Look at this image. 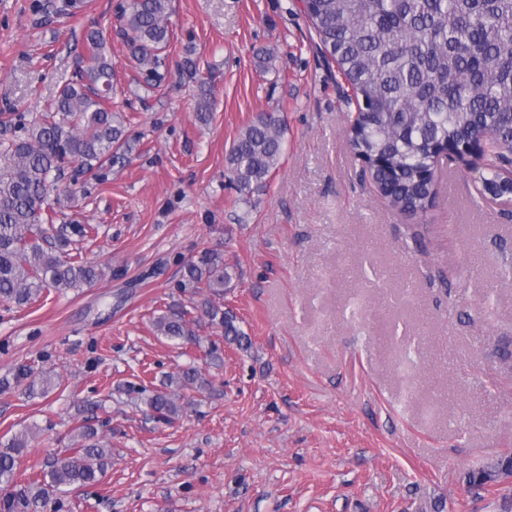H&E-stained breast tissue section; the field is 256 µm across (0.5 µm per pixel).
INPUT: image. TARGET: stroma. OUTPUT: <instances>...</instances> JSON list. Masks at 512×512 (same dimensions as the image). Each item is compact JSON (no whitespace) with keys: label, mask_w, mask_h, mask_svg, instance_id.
<instances>
[{"label":"stroma","mask_w":512,"mask_h":512,"mask_svg":"<svg viewBox=\"0 0 512 512\" xmlns=\"http://www.w3.org/2000/svg\"><path fill=\"white\" fill-rule=\"evenodd\" d=\"M46 0H0V109L35 118L84 66L102 28L131 150L77 191L55 224L102 280L0 302V436L37 426L19 473L68 456L96 405L112 460L71 512H497L512 479L472 490L465 474L512 452V205L486 202L481 168L442 164L425 213L395 211L348 141L337 74L301 0H172L162 87L147 93L119 33L118 0L46 18ZM193 56L211 88L199 115ZM263 112L285 151L263 192L224 177L239 132ZM218 249L236 276L223 304L252 346L201 324L157 335L168 305H191L185 263ZM218 346L219 360L208 349ZM55 381L28 399L17 365ZM194 365L212 392L156 422L127 392Z\"/></svg>","instance_id":"stroma-1"}]
</instances>
